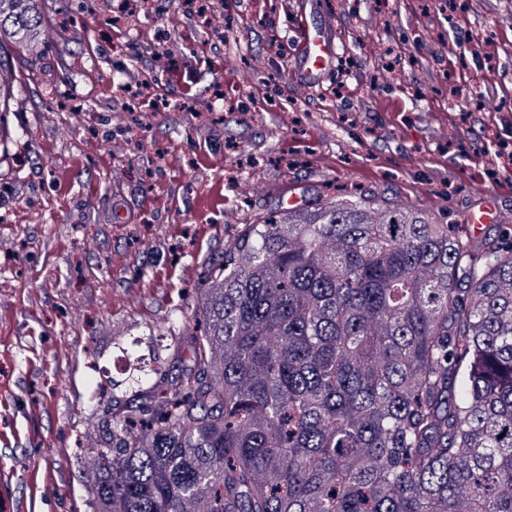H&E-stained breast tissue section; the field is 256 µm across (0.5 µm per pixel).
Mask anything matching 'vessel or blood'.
I'll use <instances>...</instances> for the list:
<instances>
[{
    "label": "vessel or blood",
    "instance_id": "vessel-or-blood-1",
    "mask_svg": "<svg viewBox=\"0 0 512 512\" xmlns=\"http://www.w3.org/2000/svg\"><path fill=\"white\" fill-rule=\"evenodd\" d=\"M296 54L304 74L311 83H318L333 66L339 44L331 22H319L299 13L295 29Z\"/></svg>",
    "mask_w": 512,
    "mask_h": 512
}]
</instances>
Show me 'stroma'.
Wrapping results in <instances>:
<instances>
[{
  "label": "stroma",
  "mask_w": 512,
  "mask_h": 512,
  "mask_svg": "<svg viewBox=\"0 0 512 512\" xmlns=\"http://www.w3.org/2000/svg\"><path fill=\"white\" fill-rule=\"evenodd\" d=\"M113 2L39 0L41 52L0 44L17 73L0 109V512H92L84 456L112 405L191 365L206 267L283 196L357 187L460 224L489 192L512 224V194L497 188L512 179V0H309L340 37L314 86L292 51L295 0H227L219 39L189 0H153L133 42L113 38ZM460 25L497 58L490 79L466 57L458 92L439 59ZM204 50L237 69L242 111L227 110L221 76L189 64ZM149 58L153 108L125 89ZM172 66L193 101L167 83ZM378 97L404 112L376 111ZM206 151L217 164L193 167ZM475 152L479 182L460 174ZM217 184L223 208L197 223Z\"/></svg>",
  "instance_id": "1"
}]
</instances>
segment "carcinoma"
Instances as JSON below:
<instances>
[{"label": "carcinoma", "instance_id": "obj_1", "mask_svg": "<svg viewBox=\"0 0 512 512\" xmlns=\"http://www.w3.org/2000/svg\"><path fill=\"white\" fill-rule=\"evenodd\" d=\"M42 28L0 0V42ZM196 315L89 452L93 512H512V224L339 195L242 225Z\"/></svg>", "mask_w": 512, "mask_h": 512}]
</instances>
